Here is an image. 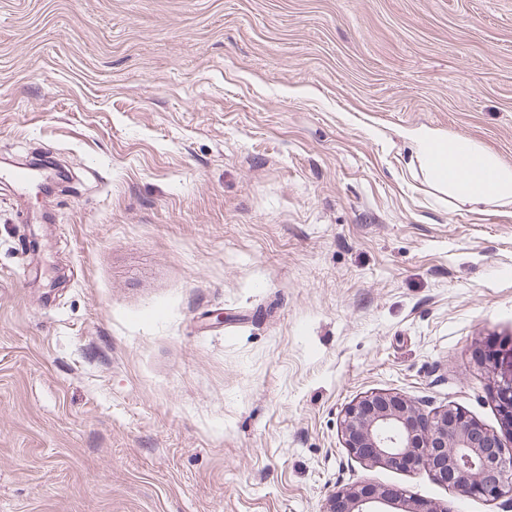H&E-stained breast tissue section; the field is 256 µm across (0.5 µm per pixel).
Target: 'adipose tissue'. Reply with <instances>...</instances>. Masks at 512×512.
Here are the masks:
<instances>
[{"label":"adipose tissue","instance_id":"1","mask_svg":"<svg viewBox=\"0 0 512 512\" xmlns=\"http://www.w3.org/2000/svg\"><path fill=\"white\" fill-rule=\"evenodd\" d=\"M427 182L462 204L512 205V166L468 138L420 127L409 131Z\"/></svg>","mask_w":512,"mask_h":512}]
</instances>
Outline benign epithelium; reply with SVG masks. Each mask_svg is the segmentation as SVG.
Masks as SVG:
<instances>
[{"mask_svg": "<svg viewBox=\"0 0 512 512\" xmlns=\"http://www.w3.org/2000/svg\"><path fill=\"white\" fill-rule=\"evenodd\" d=\"M490 363L501 369L497 404L512 427V352ZM341 437L349 455L361 463L423 469L465 496L512 497V448L459 408L428 416L404 395L372 392L345 409ZM326 512H448V506L411 501L397 490L359 482L337 490Z\"/></svg>", "mask_w": 512, "mask_h": 512, "instance_id": "benign-epithelium-1", "label": "benign epithelium"}]
</instances>
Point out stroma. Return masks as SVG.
<instances>
[{
    "label": "stroma",
    "mask_w": 512,
    "mask_h": 512,
    "mask_svg": "<svg viewBox=\"0 0 512 512\" xmlns=\"http://www.w3.org/2000/svg\"><path fill=\"white\" fill-rule=\"evenodd\" d=\"M512 166V0H0V512H326L371 391L501 431L512 205L417 176L409 130Z\"/></svg>",
    "instance_id": "1"
}]
</instances>
